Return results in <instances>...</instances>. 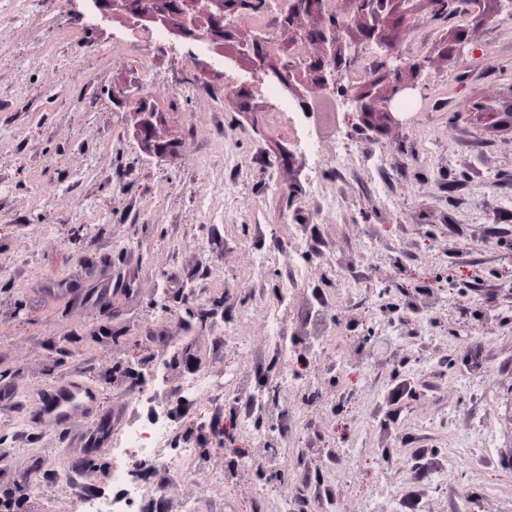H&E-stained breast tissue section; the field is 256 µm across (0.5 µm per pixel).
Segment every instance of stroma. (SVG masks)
Masks as SVG:
<instances>
[{
  "label": "stroma",
  "mask_w": 512,
  "mask_h": 512,
  "mask_svg": "<svg viewBox=\"0 0 512 512\" xmlns=\"http://www.w3.org/2000/svg\"><path fill=\"white\" fill-rule=\"evenodd\" d=\"M417 6L395 41L430 60L404 73L418 109L380 129L338 113L313 175L232 49L135 40L85 0H0V390L21 403H0V449L64 469L27 512H73L89 481L70 451L95 433L81 409L29 424L39 393L77 377L113 436L159 374L177 440L224 482L142 467L163 489L149 512H512V126L484 119L512 103V10ZM463 29L477 49L456 67ZM118 85L145 95L165 153ZM242 369L277 387L250 432L181 401ZM218 391H224V382L214 383L205 376H197L181 386V394L190 401L212 399Z\"/></svg>",
  "instance_id": "obj_1"
}]
</instances>
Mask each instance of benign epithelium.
<instances>
[{"mask_svg": "<svg viewBox=\"0 0 512 512\" xmlns=\"http://www.w3.org/2000/svg\"><path fill=\"white\" fill-rule=\"evenodd\" d=\"M92 8L102 17L112 19L122 14L133 25L161 23L176 38L189 43L206 42L219 54L224 53V39L237 40L239 54L251 67L275 78L295 98L308 102L301 87L312 82L325 93L336 94V102L344 111H353L363 120L396 122L398 104L411 96L414 86L404 82L406 65L390 67L383 77L386 89L382 96L387 111L374 112L370 94L351 80L363 48L372 44L393 49L381 26L394 20L403 27L412 23V13L398 7L401 0H344L346 11L338 2L326 0H288L280 23L288 30L289 41L308 42L317 48L305 65L289 61L291 55L272 52L261 39L231 28L227 18L241 11L240 0H154V12L145 14L141 0H90Z\"/></svg>", "mask_w": 512, "mask_h": 512, "instance_id": "1", "label": "benign epithelium"}]
</instances>
